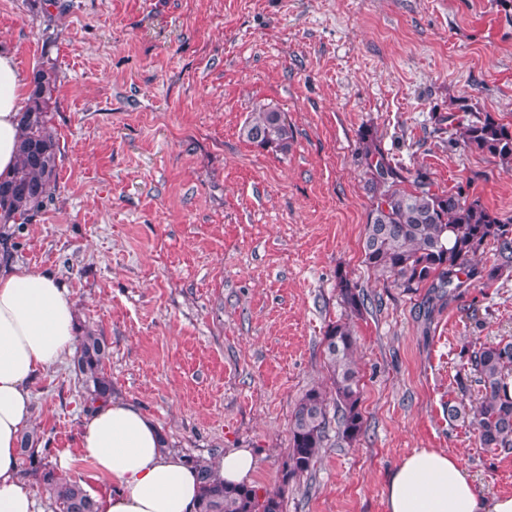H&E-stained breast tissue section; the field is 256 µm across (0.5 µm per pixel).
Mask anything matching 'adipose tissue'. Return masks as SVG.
<instances>
[{
    "label": "adipose tissue",
    "mask_w": 512,
    "mask_h": 512,
    "mask_svg": "<svg viewBox=\"0 0 512 512\" xmlns=\"http://www.w3.org/2000/svg\"><path fill=\"white\" fill-rule=\"evenodd\" d=\"M23 78L11 55L0 54V175L17 160L16 117ZM68 291L51 275L20 265L0 267V512H44L19 480V439L32 420L31 384L61 363L75 341ZM80 453L112 484L97 496L99 512H196L199 482L191 465L173 457L158 426L131 402L98 404L85 420ZM258 460L249 448L214 459L230 485L251 484ZM387 512H512V496L483 503L457 457L423 448L389 477Z\"/></svg>",
    "instance_id": "obj_1"
}]
</instances>
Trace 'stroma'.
Segmentation results:
<instances>
[{"instance_id":"1","label":"stroma","mask_w":512,"mask_h":512,"mask_svg":"<svg viewBox=\"0 0 512 512\" xmlns=\"http://www.w3.org/2000/svg\"><path fill=\"white\" fill-rule=\"evenodd\" d=\"M0 52L24 76L45 61L60 76L58 182L14 262L65 284L77 332L111 346L113 399L136 403L173 455L250 448L254 485L281 483L293 407L332 387L321 341L343 312L342 270L371 299L355 325L365 430L346 443L328 409L284 512H386L390 474L420 448L459 458L482 499L512 495V452L448 417L481 396L473 347L512 336V275L425 311L426 289L364 262L356 162L372 129L405 176L512 217V172L434 122L465 103L512 126V0H0ZM260 104L284 113L288 154L241 137ZM31 390L67 476L110 491L79 452L68 364Z\"/></svg>"}]
</instances>
